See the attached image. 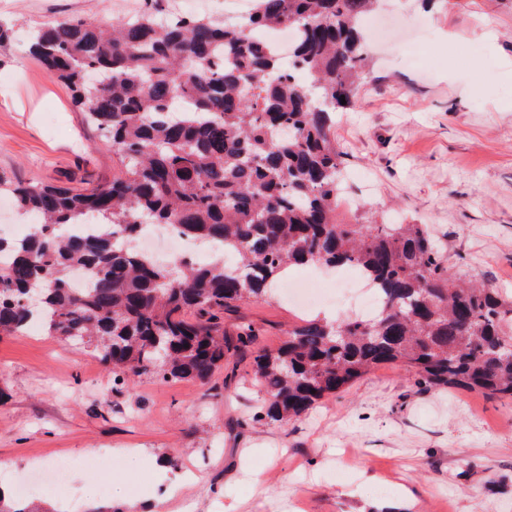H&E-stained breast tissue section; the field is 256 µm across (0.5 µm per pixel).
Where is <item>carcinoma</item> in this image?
Wrapping results in <instances>:
<instances>
[{
    "instance_id": "cac0c4a2",
    "label": "carcinoma",
    "mask_w": 512,
    "mask_h": 512,
    "mask_svg": "<svg viewBox=\"0 0 512 512\" xmlns=\"http://www.w3.org/2000/svg\"><path fill=\"white\" fill-rule=\"evenodd\" d=\"M377 5L255 0L242 21L171 12L161 25L160 0H145L131 17L33 29L29 53L120 168L84 192L0 174V196L38 221L0 246V335L37 317L51 335L88 339L117 383L207 384L227 360L220 314L270 296L291 266L357 265L380 307L368 319H304L277 348H256L265 402L254 419L286 425L381 364L430 388L512 400V295L461 279L421 224L338 217L333 126L364 61L361 20ZM275 27L299 32L287 66L251 40ZM146 220L218 243L238 264L159 265L132 249ZM76 268L87 287H72ZM34 279L49 287L31 308Z\"/></svg>"
}]
</instances>
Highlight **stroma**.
I'll return each mask as SVG.
<instances>
[{"mask_svg": "<svg viewBox=\"0 0 512 512\" xmlns=\"http://www.w3.org/2000/svg\"><path fill=\"white\" fill-rule=\"evenodd\" d=\"M142 0H0V171L85 190L119 160L66 86L24 50L31 29L120 18ZM362 78L336 115L353 222L422 224L454 271L512 293V0H385ZM300 311L280 295L224 314L230 365L209 384L145 375L117 385L92 347L37 328L0 336V488L70 459L73 512H170L163 489L193 472L190 512H512V401L415 384L381 365L285 426L254 420L252 347H276ZM111 449L101 485L84 460ZM174 465H163V458Z\"/></svg>", "mask_w": 512, "mask_h": 512, "instance_id": "obj_1", "label": "stroma"}]
</instances>
